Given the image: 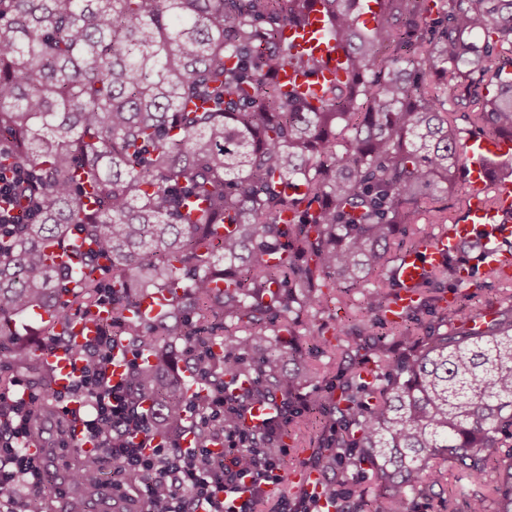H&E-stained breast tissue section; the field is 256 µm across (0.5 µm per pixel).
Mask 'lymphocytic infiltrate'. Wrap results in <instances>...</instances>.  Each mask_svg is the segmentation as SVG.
Wrapping results in <instances>:
<instances>
[{
  "label": "lymphocytic infiltrate",
  "instance_id": "f902f5d3",
  "mask_svg": "<svg viewBox=\"0 0 512 512\" xmlns=\"http://www.w3.org/2000/svg\"><path fill=\"white\" fill-rule=\"evenodd\" d=\"M34 173L31 167L0 169V232L31 223L33 213L18 205L15 189ZM114 349L107 332L77 348L79 373L65 389L38 391L17 378L11 390L0 393V412L10 418L8 429L0 432V512H36L45 493L40 465L26 455L22 443L34 410L48 399L63 411L73 402L85 404L83 431L99 449L91 464L111 461L113 488L124 496L135 493L146 503V512H252L262 481L274 478L278 457L257 464L249 449L224 442L220 395L212 399L208 413L194 415L191 423L195 429L210 424L209 439L185 448L180 440L157 437L149 411H131L128 379H112ZM218 439L223 448H212Z\"/></svg>",
  "mask_w": 512,
  "mask_h": 512
}]
</instances>
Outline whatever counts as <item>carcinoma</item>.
Wrapping results in <instances>:
<instances>
[{
  "label": "carcinoma",
  "instance_id": "carcinoma-1",
  "mask_svg": "<svg viewBox=\"0 0 512 512\" xmlns=\"http://www.w3.org/2000/svg\"><path fill=\"white\" fill-rule=\"evenodd\" d=\"M308 0H0V138L11 159L40 169L19 205L30 224L0 243V356L37 363L11 339L15 318L41 309L49 335L112 288V335L149 354L133 385L148 395L156 432L188 414L167 353L185 344L196 391H224V432L264 454L257 404L300 402L306 374L286 322L332 293L359 288L374 318L337 317L321 331L342 349L345 384L305 412L336 417L323 447L344 473L369 466L385 495L355 512H412L446 481L447 459L474 490L469 512H512V305L482 330L463 307L441 308L448 331L418 317L452 278L429 270L400 319L385 310L403 244L426 209L437 224L455 184L463 135H512V0H324L347 52L346 80L313 106L276 80L312 59L282 44ZM467 115L469 126L448 116ZM85 235L105 253L56 264L54 246ZM372 275L386 288L369 289ZM224 283L219 288L218 283ZM167 289L150 318L142 300ZM374 346L377 370L353 348ZM97 479L81 462L76 505Z\"/></svg>",
  "mask_w": 512,
  "mask_h": 512
}]
</instances>
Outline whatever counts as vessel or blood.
<instances>
[{
  "label": "vessel or blood",
  "instance_id": "b4317fda",
  "mask_svg": "<svg viewBox=\"0 0 512 512\" xmlns=\"http://www.w3.org/2000/svg\"><path fill=\"white\" fill-rule=\"evenodd\" d=\"M283 42L291 55L314 59L317 69L307 73L289 67L279 73V81L286 83L288 88L307 101L318 102L324 87L331 85L341 75L345 61L343 48L337 44L335 37L327 33L321 0H309L302 23L284 27ZM466 146L474 161L465 172V178L472 187L465 218L429 237L419 245L417 251L403 257L398 269L402 287L389 305L388 318H395L412 307L417 300L414 288L421 281L425 269L441 265L449 254L457 252L462 245L481 237H491L499 242L512 238V182L498 178L495 168L486 162L490 156L511 157L512 138L503 136L490 139L476 134L467 138ZM489 191L494 192L497 198V204L492 208L484 203V195ZM109 312V305L102 304L91 312L78 314L71 325L72 347L94 340ZM41 357L52 377L54 388L69 386L77 374L70 349H45Z\"/></svg>",
  "mask_w": 512,
  "mask_h": 512
}]
</instances>
